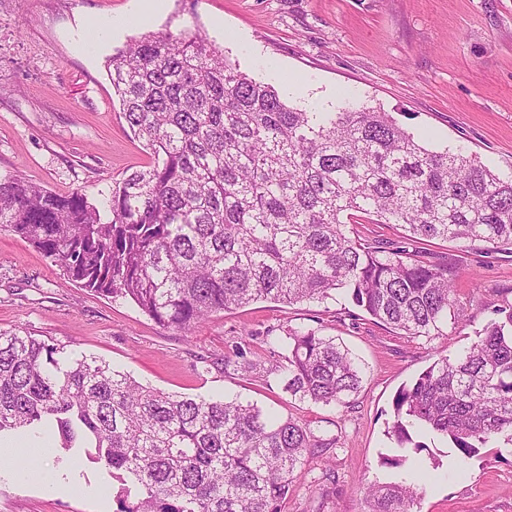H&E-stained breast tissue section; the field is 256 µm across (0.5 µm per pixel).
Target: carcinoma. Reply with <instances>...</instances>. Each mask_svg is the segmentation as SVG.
<instances>
[{"mask_svg": "<svg viewBox=\"0 0 512 512\" xmlns=\"http://www.w3.org/2000/svg\"><path fill=\"white\" fill-rule=\"evenodd\" d=\"M123 117L151 162L96 205L24 174L0 175V230L76 286L190 331L259 300L345 297L407 336L463 321L452 268L423 261L439 239L512 247V177L432 150L379 108L309 112L227 62L199 32L144 33L106 61ZM396 224L404 246L355 236ZM413 246V251L406 246ZM478 339L396 395L388 435L416 454L418 427L462 458L512 446V305ZM286 391L343 406L363 371L319 329L290 330ZM56 423L60 447L93 448L122 488L118 512H279L317 448L335 439L253 403L172 395L27 330L0 332V433ZM425 486L365 487L366 512H415Z\"/></svg>", "mask_w": 512, "mask_h": 512, "instance_id": "1", "label": "carcinoma"}]
</instances>
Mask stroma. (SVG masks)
<instances>
[{
  "label": "stroma",
  "instance_id": "obj_1",
  "mask_svg": "<svg viewBox=\"0 0 512 512\" xmlns=\"http://www.w3.org/2000/svg\"><path fill=\"white\" fill-rule=\"evenodd\" d=\"M133 0H0V174L19 171L58 193L102 200L113 182L145 168L105 61L130 39L202 29L225 58L289 103L311 112L377 106L434 149L476 155L512 176V0H166L127 22ZM115 26L90 43L94 20ZM466 311L439 336H408L347 299L285 305L258 301L213 314L189 332L160 327L133 303L68 282L60 266L0 232V331L28 329L190 397L237 398L336 439L293 483L280 512H363L367 483L397 482L408 467L382 464L393 399L443 355L463 352L512 302V253L478 243L434 242ZM321 328L365 367L347 407L286 392L288 330ZM253 372L243 371L246 363ZM430 479L417 512H512V456L491 449L461 460L427 437ZM38 470L0 480V512H116L121 485L89 448L18 459Z\"/></svg>",
  "mask_w": 512,
  "mask_h": 512
}]
</instances>
